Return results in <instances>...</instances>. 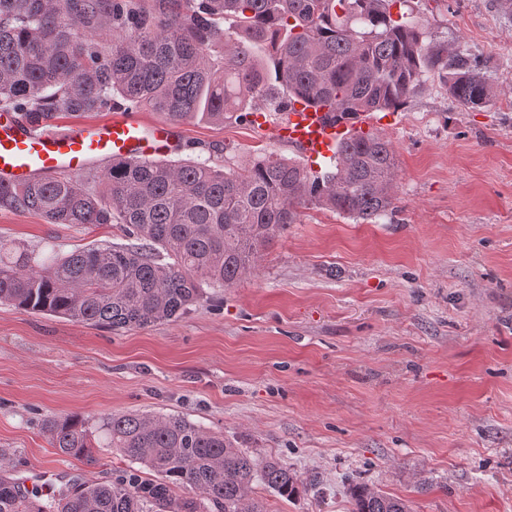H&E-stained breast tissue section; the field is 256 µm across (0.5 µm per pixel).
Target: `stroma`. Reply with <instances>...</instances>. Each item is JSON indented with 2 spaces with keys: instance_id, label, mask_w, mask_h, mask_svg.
<instances>
[{
  "instance_id": "35a3bbf8",
  "label": "stroma",
  "mask_w": 512,
  "mask_h": 512,
  "mask_svg": "<svg viewBox=\"0 0 512 512\" xmlns=\"http://www.w3.org/2000/svg\"><path fill=\"white\" fill-rule=\"evenodd\" d=\"M421 0L432 38L467 45L497 90L461 109L427 81L378 127L398 162L376 224L300 208L256 269L178 318L119 332L0 305V454L30 490L105 482L108 448L76 460L41 423L180 414L296 470L266 512H352L348 476L411 512H512V10ZM181 156L294 157L250 123L182 124ZM0 238L42 253L123 243L118 227L0 210Z\"/></svg>"
}]
</instances>
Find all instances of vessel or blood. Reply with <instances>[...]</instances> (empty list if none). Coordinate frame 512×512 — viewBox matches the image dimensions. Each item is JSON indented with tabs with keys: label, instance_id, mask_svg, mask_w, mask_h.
<instances>
[{
	"label": "vessel or blood",
	"instance_id": "b4317fda",
	"mask_svg": "<svg viewBox=\"0 0 512 512\" xmlns=\"http://www.w3.org/2000/svg\"><path fill=\"white\" fill-rule=\"evenodd\" d=\"M251 122L296 150L309 169L320 170L331 160L338 139L349 125L332 113L295 101L278 122L265 114ZM177 125L162 121L150 125L119 115L105 121H79L67 129L32 130L10 113L0 114V183L25 184L34 176L82 172L92 164L112 160H145L178 151Z\"/></svg>",
	"mask_w": 512,
	"mask_h": 512
}]
</instances>
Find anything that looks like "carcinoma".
I'll return each instance as SVG.
<instances>
[{
  "label": "carcinoma",
  "instance_id": "1",
  "mask_svg": "<svg viewBox=\"0 0 512 512\" xmlns=\"http://www.w3.org/2000/svg\"><path fill=\"white\" fill-rule=\"evenodd\" d=\"M430 78L465 109L496 97L468 50L434 41L409 0H0V111L34 129L140 108L175 124L240 123L298 99L351 121L397 111ZM396 186L389 142L360 129L319 173L269 153L241 167L222 155L114 161L100 175L1 183L0 210L114 224L129 243L48 259L0 239V303L114 331L170 321L250 274L299 206L372 224L395 208ZM44 431L66 456L103 446L132 466L43 500L0 456V512H265L253 484L287 499L303 487L281 461L180 415L51 417ZM348 492L353 512H411L361 480Z\"/></svg>",
  "mask_w": 512,
  "mask_h": 512
}]
</instances>
